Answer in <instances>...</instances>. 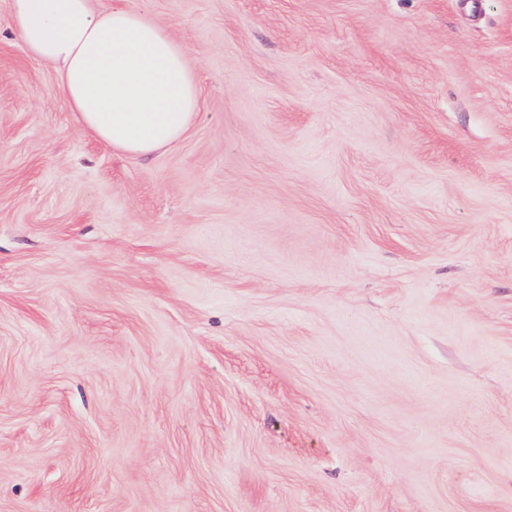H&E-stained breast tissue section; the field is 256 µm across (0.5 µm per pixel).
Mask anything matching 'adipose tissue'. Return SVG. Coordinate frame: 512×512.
Wrapping results in <instances>:
<instances>
[{"label":"adipose tissue","mask_w":512,"mask_h":512,"mask_svg":"<svg viewBox=\"0 0 512 512\" xmlns=\"http://www.w3.org/2000/svg\"><path fill=\"white\" fill-rule=\"evenodd\" d=\"M11 29L52 65L78 122L113 148L146 156L182 138L200 91L182 47L160 23L93 0H10Z\"/></svg>","instance_id":"ef3b65f1"}]
</instances>
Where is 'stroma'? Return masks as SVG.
Here are the masks:
<instances>
[{"mask_svg": "<svg viewBox=\"0 0 512 512\" xmlns=\"http://www.w3.org/2000/svg\"><path fill=\"white\" fill-rule=\"evenodd\" d=\"M188 133L82 127L0 0V512H512V0H96Z\"/></svg>", "mask_w": 512, "mask_h": 512, "instance_id": "1", "label": "stroma"}]
</instances>
